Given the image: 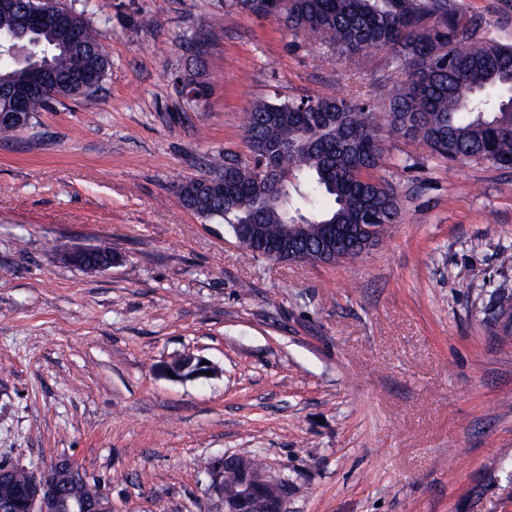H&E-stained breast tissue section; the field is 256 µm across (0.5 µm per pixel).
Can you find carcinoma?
Returning <instances> with one entry per match:
<instances>
[{
	"label": "carcinoma",
	"mask_w": 512,
	"mask_h": 512,
	"mask_svg": "<svg viewBox=\"0 0 512 512\" xmlns=\"http://www.w3.org/2000/svg\"><path fill=\"white\" fill-rule=\"evenodd\" d=\"M244 13L272 17L308 44L326 46L338 58L391 51L402 62L397 89L338 98L324 93L288 100H259L247 113L244 160L205 159L209 180H228L216 193L197 177L181 181L176 194L195 215L227 226L257 224L260 233L243 246L254 257L274 261L333 264L346 247L376 246L359 225L396 222L400 202L387 182L360 179L384 159L385 138L418 139L439 158L461 156L512 168V44L487 36L481 22L456 0H234ZM66 25L48 23L20 43L34 54L49 49L58 74H93L104 80L109 57L98 51L101 33L83 13L59 3ZM203 33L187 41L200 62L208 50ZM29 62L0 55V83L21 81ZM77 100L68 86L52 85L33 96L20 123H0V136L32 127L41 112L61 100ZM383 110V121L375 111ZM482 322L492 336L507 332L500 318L512 312V292L490 281ZM99 484L74 474L62 491L87 496Z\"/></svg>",
	"instance_id": "carcinoma-1"
}]
</instances>
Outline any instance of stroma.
<instances>
[{
    "label": "stroma",
    "mask_w": 512,
    "mask_h": 512,
    "mask_svg": "<svg viewBox=\"0 0 512 512\" xmlns=\"http://www.w3.org/2000/svg\"><path fill=\"white\" fill-rule=\"evenodd\" d=\"M512 44V0H457ZM103 34L99 93L0 141V463L75 460L112 512H219L202 460L255 456L286 512H512V169L390 137L399 218L362 258L245 257L176 186L238 159L254 102L392 86L389 51L338 62L232 0H63ZM209 35L206 99L174 88ZM111 248L95 273L57 242ZM190 354L208 377L174 380ZM485 285L487 288L481 292L489 296L490 303L483 311L482 322L492 336H498L500 332L508 334L506 327L502 326L499 320L512 310V292L499 288L491 281Z\"/></svg>",
    "instance_id": "1"
}]
</instances>
